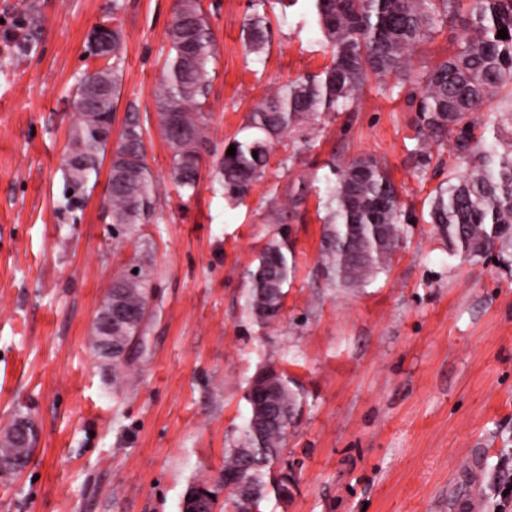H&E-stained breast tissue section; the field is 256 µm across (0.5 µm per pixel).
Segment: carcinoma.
<instances>
[{"label": "carcinoma", "instance_id": "1", "mask_svg": "<svg viewBox=\"0 0 512 512\" xmlns=\"http://www.w3.org/2000/svg\"><path fill=\"white\" fill-rule=\"evenodd\" d=\"M468 2L463 7L462 2ZM317 26L331 49V65L317 74L291 80L266 97L250 113L246 134L224 143L235 146L223 155L219 178L225 199L243 201L264 175L273 140L300 126L304 120L329 112H347L370 78L391 75L397 86L410 82L408 94L418 112V148L421 165L429 164L432 145L454 133L453 151L469 172L448 178L430 204V223L448 241L451 254L463 259L495 255L504 264L512 260V142L487 140L476 133L469 115L508 90L494 112L498 122L512 125V0H315ZM245 19L243 30L249 53L261 54L271 41L258 4ZM463 35L456 53L415 75L409 65L413 48L454 22ZM40 16L26 6L13 37L18 54L28 55L38 43ZM506 29L508 37L498 38ZM112 30V49L91 45V56L105 61L85 74L74 91L75 121L70 129L69 152L59 208L69 214L82 207L88 185L97 181L110 143L113 112L122 90L121 30ZM170 50L163 79L155 93L159 133L172 152L176 185L195 192L203 164L202 135L215 73L214 37L201 0H176L168 32ZM99 89L104 95L95 98ZM144 127L130 113L119 143L112 152L106 208L114 229L129 230L148 222L155 212L157 184L147 162ZM325 203L321 269L325 279L344 288L366 286L390 268L406 225L413 214L399 204L398 195L383 166L372 157L340 168L331 165ZM150 259H138L117 277L97 314L94 346L112 336L109 357L120 361L135 336L144 335L140 312L149 304L152 283ZM294 267L288 261V238L283 233L270 241L250 270L244 309L257 325L268 326L281 314L288 280ZM119 308L126 318L104 329L102 315ZM277 384L267 407L254 406L245 395L247 418L227 449L224 472L243 473L246 487L233 488L235 512H251L268 487L280 497L289 494L290 477H273V466L287 445L288 427L297 413L300 393L272 367L260 371ZM15 433L0 440V460L30 458Z\"/></svg>", "mask_w": 512, "mask_h": 512}]
</instances>
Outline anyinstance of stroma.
Listing matches in <instances>:
<instances>
[{"label": "stroma", "instance_id": "stroma-1", "mask_svg": "<svg viewBox=\"0 0 512 512\" xmlns=\"http://www.w3.org/2000/svg\"><path fill=\"white\" fill-rule=\"evenodd\" d=\"M116 2L123 81L112 134L138 113L159 194L150 223L120 236L104 208L108 166L78 216L58 209L73 91L98 65L88 38ZM29 3L43 23L36 52L21 58L7 35ZM174 3L0 0V432L25 417L36 433L26 470L0 475V512H181L203 482L216 512H233L225 452L249 383L268 366L295 382L301 404L275 467L291 476L290 495L253 512H512V498L501 505L489 492L512 475V267L449 255L429 222L436 188L464 171L452 137L437 161L417 164L414 108L391 92L393 78H373L353 111L283 135L264 178L228 201L214 178L225 141L331 55L315 0H267L272 46L260 61L242 32L251 0H203L216 76L209 153L187 195L155 123ZM460 36L448 27L417 44L414 72L454 53ZM368 156L417 221L388 272L337 288L319 263L328 165ZM282 228L295 271L279 320L262 328L244 310L245 276ZM143 252L154 259L145 343L116 366L92 344L96 316Z\"/></svg>", "mask_w": 512, "mask_h": 512}]
</instances>
